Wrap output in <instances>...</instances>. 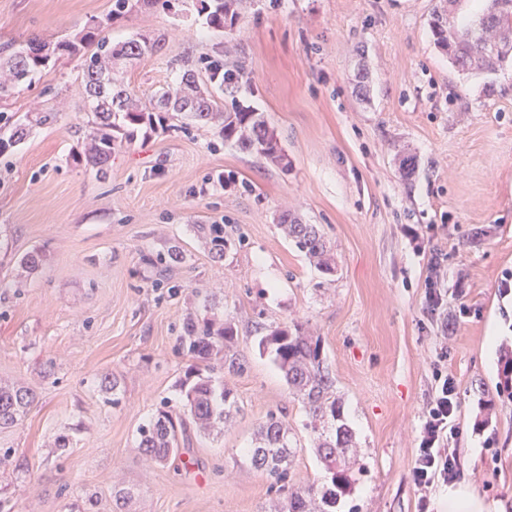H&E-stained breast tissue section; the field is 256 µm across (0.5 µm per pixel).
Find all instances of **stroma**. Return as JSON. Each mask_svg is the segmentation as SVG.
<instances>
[{"label":"stroma","instance_id":"1","mask_svg":"<svg viewBox=\"0 0 512 512\" xmlns=\"http://www.w3.org/2000/svg\"><path fill=\"white\" fill-rule=\"evenodd\" d=\"M435 4L241 0L229 54L193 2L110 25L115 42L165 37L122 73L145 101L184 69L203 72L200 57L243 64L236 100L264 113L283 168L191 126L138 136L98 178L71 159L93 127L75 58L0 100L13 122L56 114L0 153V384L36 395L0 429V512H113L120 491L132 494L122 512H274L323 482L303 404L259 348L294 321L319 338L354 433L362 471L338 512H418L420 496L446 494L442 483L420 493L411 478L439 371L458 388L448 446L459 480L512 512V398L498 393L512 350V67L457 72L432 42ZM111 10L112 0H0V44L71 37ZM402 152L415 158L407 178ZM286 210L321 228L335 275L284 235ZM201 224L223 225V259ZM34 251L30 269L22 259ZM431 282L443 295L434 314ZM190 317L232 324L237 365L213 366L238 409L211 435L190 430L162 466L137 430L162 405L181 408L177 383L194 360L177 338ZM272 413L297 446L282 487L246 454Z\"/></svg>","mask_w":512,"mask_h":512}]
</instances>
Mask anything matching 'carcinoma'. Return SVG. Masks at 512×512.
Listing matches in <instances>:
<instances>
[{"mask_svg":"<svg viewBox=\"0 0 512 512\" xmlns=\"http://www.w3.org/2000/svg\"><path fill=\"white\" fill-rule=\"evenodd\" d=\"M157 2L159 0H112V13L107 21ZM201 2L208 27L227 38H235L240 32L236 0ZM461 2L463 0H449L447 7L435 10L430 23L435 47L448 55L453 66L471 74H489L512 66V0H485L482 10L473 17L461 14ZM105 22L85 26L74 37L57 41L50 54L43 52L47 43L40 36L29 38L23 46L8 43L1 46L5 57H0V100L11 96L19 86L32 84L36 75L56 60L77 57L81 59L87 97L85 107L93 114L95 127L85 148L72 154L76 164L94 168L104 176L116 148L132 143L141 131L152 130L157 124L185 129L190 121L212 124L224 141L274 164H283L285 156L269 130L264 113L236 105L221 108L216 92L224 91L226 63L223 59L205 58L207 83H199L194 71L187 69L177 84L143 102L115 80L112 73L123 60L141 59L160 51L163 38L137 33L114 45L103 36ZM104 98L112 99V111H98L99 100ZM26 135V126L4 123L0 126V152ZM279 224L319 271L330 276L336 273L330 248L318 225L305 224L290 213L282 214ZM199 229L208 239L213 257L224 258L228 246L224 225L201 224ZM232 341V327L216 329L211 320L201 327L188 322L186 335L180 337V345L202 364L181 382L180 390L189 417L203 429L224 421L235 408L231 390L207 375L213 370L211 361L224 356V348ZM260 345L270 351L283 370L289 389L301 399L314 447L329 474L328 480L320 486L308 484L291 492L282 512H336L340 499L355 482L356 462L346 458L353 436L344 422L331 380L325 374L319 340L307 335L303 325L296 322L274 327L261 338ZM33 401V394L27 389L1 386L0 427L17 424ZM187 429L186 420L160 410L139 428L138 447L151 459L164 464L178 452V432L184 433ZM295 452L288 422L271 414L260 425L257 446L249 449V456L254 468L281 482L288 476V464Z\"/></svg>","mask_w":512,"mask_h":512,"instance_id":"cac0c4a2","label":"carcinoma"}]
</instances>
